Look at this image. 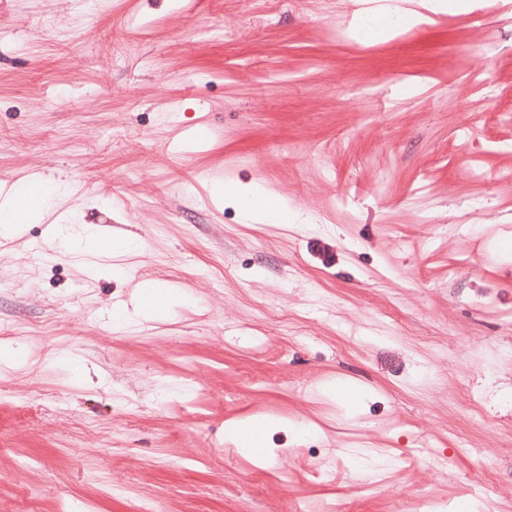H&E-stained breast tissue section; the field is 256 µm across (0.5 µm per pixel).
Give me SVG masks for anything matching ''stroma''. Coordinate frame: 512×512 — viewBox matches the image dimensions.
Returning a JSON list of instances; mask_svg holds the SVG:
<instances>
[{"instance_id":"obj_1","label":"stroma","mask_w":512,"mask_h":512,"mask_svg":"<svg viewBox=\"0 0 512 512\" xmlns=\"http://www.w3.org/2000/svg\"><path fill=\"white\" fill-rule=\"evenodd\" d=\"M447 2L368 39L358 0H0V184L146 243L0 241V512H512V0ZM267 197V191L258 183L238 184L232 189V198L246 224H312L309 216L298 210H291L282 203L274 210L260 203Z\"/></svg>"}]
</instances>
